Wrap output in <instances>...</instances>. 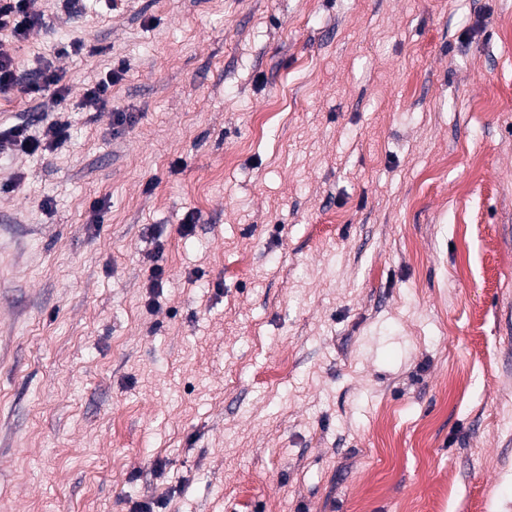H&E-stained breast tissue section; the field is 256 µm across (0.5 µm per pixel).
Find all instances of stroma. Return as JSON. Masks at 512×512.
Wrapping results in <instances>:
<instances>
[{"instance_id":"35a3bbf8","label":"stroma","mask_w":512,"mask_h":512,"mask_svg":"<svg viewBox=\"0 0 512 512\" xmlns=\"http://www.w3.org/2000/svg\"><path fill=\"white\" fill-rule=\"evenodd\" d=\"M40 8L0 46L70 95L0 128L71 138L0 154V512H512V0ZM126 71L125 65H120L117 71L110 70L105 78H101L96 84L85 89L82 106L99 110L107 106L109 101V90L120 76ZM31 126L30 122L21 121L0 135V152L20 150L29 155L42 154L63 144L69 136L67 121L48 123L38 134L32 133Z\"/></svg>"}]
</instances>
